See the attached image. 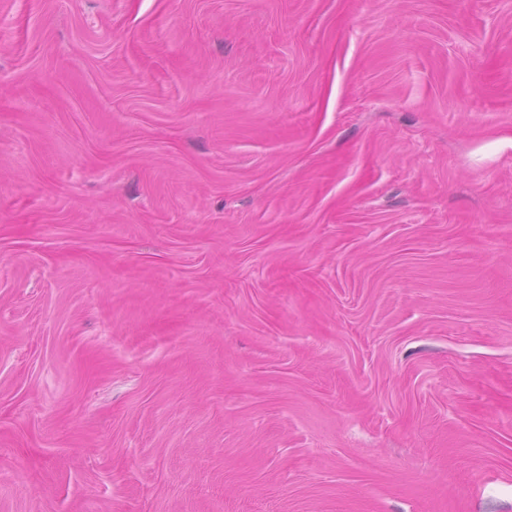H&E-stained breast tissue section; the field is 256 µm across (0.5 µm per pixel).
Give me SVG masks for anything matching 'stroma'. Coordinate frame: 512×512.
<instances>
[{
    "label": "stroma",
    "mask_w": 512,
    "mask_h": 512,
    "mask_svg": "<svg viewBox=\"0 0 512 512\" xmlns=\"http://www.w3.org/2000/svg\"><path fill=\"white\" fill-rule=\"evenodd\" d=\"M0 512H512V0H0Z\"/></svg>",
    "instance_id": "1"
}]
</instances>
